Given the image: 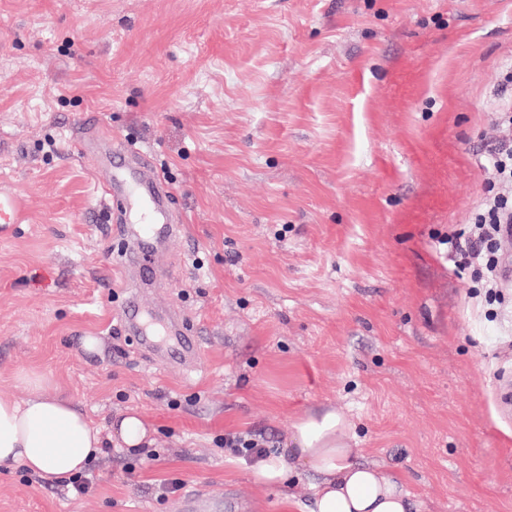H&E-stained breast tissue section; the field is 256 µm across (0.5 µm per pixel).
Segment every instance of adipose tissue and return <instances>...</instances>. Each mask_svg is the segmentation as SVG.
<instances>
[{"mask_svg": "<svg viewBox=\"0 0 512 512\" xmlns=\"http://www.w3.org/2000/svg\"><path fill=\"white\" fill-rule=\"evenodd\" d=\"M24 383V399L0 396V465H21L49 482L84 472L102 452L100 432L72 399L43 393L45 378L29 375ZM350 432L335 408L312 409L295 424L288 455L258 459L253 476L262 485L282 484L289 476L286 459L293 456L317 478L314 512H408L400 481L357 460Z\"/></svg>", "mask_w": 512, "mask_h": 512, "instance_id": "adipose-tissue-1", "label": "adipose tissue"}]
</instances>
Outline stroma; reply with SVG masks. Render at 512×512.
Wrapping results in <instances>:
<instances>
[{
	"label": "stroma",
	"mask_w": 512,
	"mask_h": 512,
	"mask_svg": "<svg viewBox=\"0 0 512 512\" xmlns=\"http://www.w3.org/2000/svg\"><path fill=\"white\" fill-rule=\"evenodd\" d=\"M512 0H0V395L47 378L107 450L93 491L14 465L0 512H311L315 477L262 487L229 433L286 451L333 406L358 458L396 475L413 512H512V243L487 309L440 251L488 192L512 129ZM170 184L187 232L161 251L148 306L179 309L203 360L162 365L125 332L109 148ZM86 336L100 347L88 353ZM149 456L111 435L119 413ZM183 492L159 497L165 479ZM115 434L130 454L137 455L143 448H149L152 440L149 439V430L137 412H128L122 415L115 424ZM217 443L220 448L229 450L232 454L237 456H247L251 454H258V457L263 456L264 442L263 440L257 439L252 435H233L224 436L220 438Z\"/></svg>",
	"instance_id": "obj_1"
}]
</instances>
